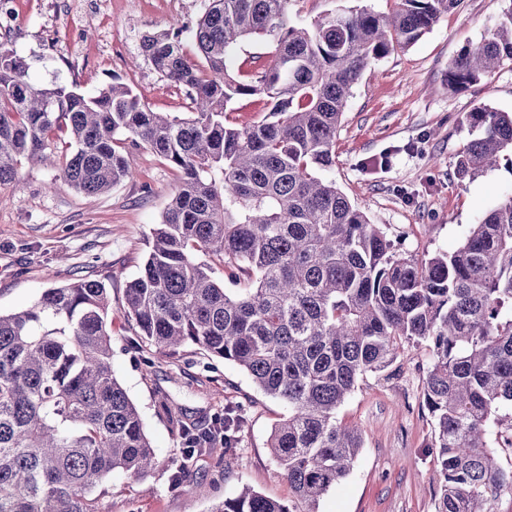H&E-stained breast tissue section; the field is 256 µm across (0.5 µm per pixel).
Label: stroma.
<instances>
[{
  "label": "stroma",
  "instance_id": "stroma-1",
  "mask_svg": "<svg viewBox=\"0 0 512 512\" xmlns=\"http://www.w3.org/2000/svg\"><path fill=\"white\" fill-rule=\"evenodd\" d=\"M512 0H460L413 46L371 62L353 87L336 134L328 171L347 198L392 239L399 254L454 251L472 224L512 193V163L471 180L454 174L457 154L479 135L468 112L487 105L512 112V65L459 91L448 86V64L481 39ZM202 0H13L8 46L39 84H78L84 92L120 81L156 112L188 111L184 91L140 53L145 35L193 27ZM81 16L73 28V16ZM131 177L100 196L78 192L54 168L25 163L19 188H0V312L31 305L51 286L77 278L109 289L112 369L141 412L159 466L148 478L113 474L101 512H207L241 485L269 497H292L267 440L287 413L235 365L207 361L186 348L161 355L152 376L134 358V329L123 305L125 284L144 260L152 232L179 183L176 170L150 150L131 151ZM429 363L425 346L408 344L394 373L367 375L337 416L360 429L363 446L351 474L320 502V512H435L440 477L429 447L432 425L423 401ZM168 396L189 416L241 408L245 428L232 466L223 453L198 456L194 476L208 495L170 486L168 461L180 453L156 402Z\"/></svg>",
  "mask_w": 512,
  "mask_h": 512
}]
</instances>
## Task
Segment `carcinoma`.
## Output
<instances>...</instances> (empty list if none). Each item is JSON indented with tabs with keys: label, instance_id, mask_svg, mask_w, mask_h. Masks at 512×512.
<instances>
[{
	"label": "carcinoma",
	"instance_id": "obj_1",
	"mask_svg": "<svg viewBox=\"0 0 512 512\" xmlns=\"http://www.w3.org/2000/svg\"><path fill=\"white\" fill-rule=\"evenodd\" d=\"M327 13L306 26L291 0H206L191 29L201 57L187 59L183 30L145 36L142 55L184 89L187 117L152 111L113 83L85 94L31 80L24 59L0 43V185L22 161L46 162L52 135H68L61 178L87 195L131 176L126 148L144 147L180 173L153 229L124 313L141 363L194 346L231 362L288 415L268 448L294 499L244 486L208 512H319L352 470L362 436L337 409L369 373L396 360L402 343L425 344L424 403L440 472L436 512H491L512 470V194L471 226L452 253L396 254L380 227L324 176L336 133L363 70L414 45L459 0H395ZM260 55L236 65L247 41ZM512 61V7L448 66V87L480 82ZM265 102L247 126L230 121L241 99ZM481 131L454 162L472 179L512 155V113L483 106L467 115ZM242 283L224 287L217 266ZM106 285L79 279L45 289L28 308L0 314V512H101L114 473L142 479L157 466L137 406L115 377L106 328ZM181 455L171 483L194 493L193 460L224 449L245 426L230 407L189 422L167 397L157 405Z\"/></svg>",
	"mask_w": 512,
	"mask_h": 512
}]
</instances>
